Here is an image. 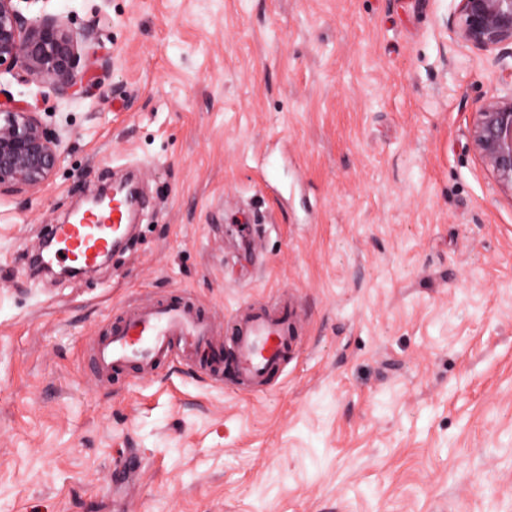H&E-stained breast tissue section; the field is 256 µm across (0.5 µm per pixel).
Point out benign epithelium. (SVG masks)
I'll return each instance as SVG.
<instances>
[{
    "label": "benign epithelium",
    "instance_id": "obj_1",
    "mask_svg": "<svg viewBox=\"0 0 512 512\" xmlns=\"http://www.w3.org/2000/svg\"><path fill=\"white\" fill-rule=\"evenodd\" d=\"M49 0H0V75L50 88L56 98L80 97L81 60L90 32H75L61 15L22 6ZM461 22L451 24L457 41L494 52L512 46V0H459ZM62 134L41 113L0 100V192L40 191L63 161ZM474 149L499 191L512 198V94L491 95L479 104L472 127Z\"/></svg>",
    "mask_w": 512,
    "mask_h": 512
}]
</instances>
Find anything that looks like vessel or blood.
<instances>
[{
    "label": "vessel or blood",
    "instance_id": "vessel-or-blood-1",
    "mask_svg": "<svg viewBox=\"0 0 512 512\" xmlns=\"http://www.w3.org/2000/svg\"><path fill=\"white\" fill-rule=\"evenodd\" d=\"M129 229L127 203L122 195H114L106 208L53 225L58 248L44 253L42 261L49 267H94L111 250L113 241L128 236ZM299 325L298 315L285 300L271 309L228 319L225 335L237 382L257 389L282 372L296 348ZM215 343L209 319L187 301L175 299L130 309L109 332L98 336L91 360L96 379L106 385L127 365H138L149 375L160 362L183 360L186 350L211 353Z\"/></svg>",
    "mask_w": 512,
    "mask_h": 512
}]
</instances>
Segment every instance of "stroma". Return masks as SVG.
<instances>
[{"mask_svg":"<svg viewBox=\"0 0 512 512\" xmlns=\"http://www.w3.org/2000/svg\"><path fill=\"white\" fill-rule=\"evenodd\" d=\"M457 6L49 0L95 55L46 118L49 184L0 195V512H512V200L471 138L512 58L458 43ZM129 167L134 243L30 275ZM283 294L302 329L266 390L166 362L95 380L129 308L182 296L221 328Z\"/></svg>","mask_w":512,"mask_h":512,"instance_id":"1","label":"stroma"}]
</instances>
